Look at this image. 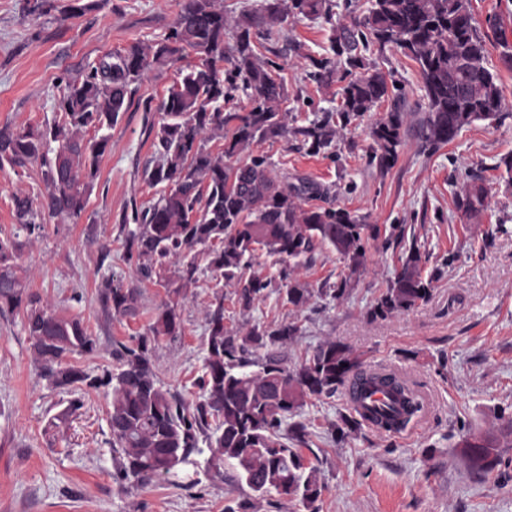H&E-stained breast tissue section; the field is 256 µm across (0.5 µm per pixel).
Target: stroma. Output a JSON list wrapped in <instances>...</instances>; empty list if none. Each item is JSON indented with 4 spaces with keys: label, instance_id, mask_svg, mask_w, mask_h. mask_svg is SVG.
Wrapping results in <instances>:
<instances>
[{
    "label": "stroma",
    "instance_id": "stroma-1",
    "mask_svg": "<svg viewBox=\"0 0 512 512\" xmlns=\"http://www.w3.org/2000/svg\"><path fill=\"white\" fill-rule=\"evenodd\" d=\"M42 14L35 0H0V126L43 127L53 121L66 83L80 79L106 54L134 42L162 38L185 0H86L79 13L70 0H55ZM480 29L488 30L487 65L500 77L512 106V70L500 57L512 43V0H472ZM498 27L489 30V17ZM332 27L324 19L287 17L258 52L282 68L289 126H304L315 112L336 105L337 86L311 78L314 60L330 56ZM366 56L388 74L402 94L407 123L396 162L373 157L372 125L386 111L378 106L336 135L334 154H313L302 137L288 136L250 147L267 156L279 179L303 177L320 186L316 206L346 209L377 225L366 246L368 270L352 279L341 300L313 299L301 310L282 304V265L257 252L251 271L271 279L267 299L244 310L236 283L217 281L200 268L179 293L155 282L140 284L136 317L115 319L102 309L103 278L138 282L125 260L119 229L132 205L147 206L158 191L143 172L154 158L159 105L179 78L184 61L154 65L135 84L125 112L109 132L106 152L87 205L78 220L43 216L40 234L19 233L13 196L40 200L46 192L38 163L0 166V237L18 236L19 277L27 291L48 300L64 318L80 319L96 348L70 356V364L101 372L112 367V344L144 335L158 308L174 305L183 332L149 345L165 386L197 402V380L206 354V313L224 298V323L249 328L273 322L297 324V336L278 351L288 367L305 351L335 341L361 359L364 368L401 371L423 397V411L401 435L363 426L344 440L328 428L347 414L346 388L311 397L300 419L309 435L302 453L315 465L326 490L315 508L279 496L254 498L229 477L185 467L179 476L134 486L118 481L109 444L107 390L53 389L41 376L23 328L22 312L0 314V512H224L227 500L250 501L249 512H512V445L501 444L502 463L486 477L468 468L461 443L470 436L495 437L512 420V115L482 121L435 151H422L415 135L427 98L417 67L400 48ZM482 183L488 210L468 218L455 204L459 188ZM404 229L402 239L391 235ZM427 261L433 280L427 304L386 319L370 309L400 270L410 248ZM82 407L66 422L70 401Z\"/></svg>",
    "mask_w": 512,
    "mask_h": 512
}]
</instances>
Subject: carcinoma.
Here are the masks:
<instances>
[{
    "instance_id": "cac0c4a2",
    "label": "carcinoma",
    "mask_w": 512,
    "mask_h": 512,
    "mask_svg": "<svg viewBox=\"0 0 512 512\" xmlns=\"http://www.w3.org/2000/svg\"><path fill=\"white\" fill-rule=\"evenodd\" d=\"M289 13L332 20L329 0H260L237 18L224 14L221 0H186L163 38L107 55L90 66L82 80L68 83L57 104L63 122L27 130L0 126V166L39 162L48 186L39 209L79 218L108 146L106 131L125 110L132 86L151 65L173 61L190 49L195 62L167 91L161 104L164 120L155 133V157L145 168L148 183L159 188V198L149 207H132L131 215L122 219L126 261L135 266L140 281L167 284L164 273L172 269L189 283L196 281L199 270L198 248L208 268L226 281H237V302L249 309L267 297L271 286L259 275L244 277L255 253L263 250L288 264L285 287L279 289L283 303L301 309L316 295L343 298L351 276L365 271V245L378 228L345 209L304 207L317 187L279 180L263 156L235 165L224 160L290 132L302 136L313 152H324L337 130L389 100L388 111L372 126L370 136L380 166L392 165L406 113L398 99L390 98L386 75L366 62L363 52L371 43L381 50L394 45L418 65L427 112L417 125V137L425 150L452 142L476 121H500L506 111L503 91L486 66L487 43L471 0H370L362 19L332 27L330 49L345 57L341 74L328 57L314 62V78L320 83H341L339 105L291 130L279 66L257 52V40L271 39ZM239 91L248 97L249 109L224 110V103ZM89 130L94 136L88 138ZM217 136L224 138V150L215 153L208 142ZM488 197L484 186L467 184L457 192L456 205L468 216L477 215L488 208ZM13 203L22 229L30 236L40 231L33 200L16 193ZM323 247L336 252L349 275L314 290L292 273L308 266L316 249ZM19 250L16 240L0 238V313L23 311L30 350L51 387L110 390V444L122 481L146 484L180 466H194L201 457L217 473L230 467L234 481L246 484L258 497L275 493L311 508L325 485L298 449L306 444L308 431L295 417L307 399L333 394L354 381L362 394L382 391L399 405L369 406L366 415L330 424L334 439L347 437L366 420L382 432L397 433L421 410L405 381L364 370L346 346L334 341L318 345L298 366L288 368L273 347L294 338L298 327L253 325L244 333L229 329L222 297L207 312L206 355L198 379L201 396L194 405L161 384L149 356V342L181 333L180 318L170 304L158 309L147 334L114 346L113 368L91 375L67 358L93 352L95 340L80 319L58 316L40 295L21 287L14 264ZM432 282L422 274L419 250L411 248L371 316L387 318L427 303ZM141 298L140 289L118 279L105 278L98 285L102 308L115 319L136 316ZM260 351L264 356L255 358ZM463 448L476 475L485 477L498 464V446L492 441L466 439Z\"/></svg>"
}]
</instances>
